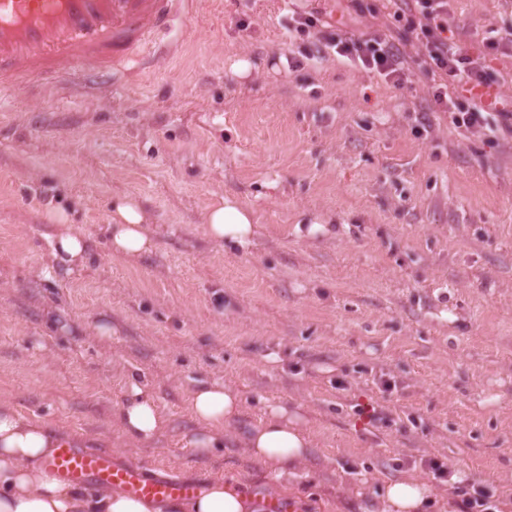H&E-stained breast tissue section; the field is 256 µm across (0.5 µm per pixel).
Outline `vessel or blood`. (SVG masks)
<instances>
[{"label": "vessel or blood", "instance_id": "b4317fda", "mask_svg": "<svg viewBox=\"0 0 512 512\" xmlns=\"http://www.w3.org/2000/svg\"><path fill=\"white\" fill-rule=\"evenodd\" d=\"M170 0H0V90L41 72L72 65L83 84L132 67L145 35L165 30ZM48 466L59 478L118 490L151 502L193 499L198 482L148 473L119 462L111 450L86 452L70 442L55 448Z\"/></svg>", "mask_w": 512, "mask_h": 512}]
</instances>
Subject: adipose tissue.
Masks as SVG:
<instances>
[{"label":"adipose tissue","mask_w":512,"mask_h":512,"mask_svg":"<svg viewBox=\"0 0 512 512\" xmlns=\"http://www.w3.org/2000/svg\"><path fill=\"white\" fill-rule=\"evenodd\" d=\"M60 230L51 241L55 258L72 263L85 259L87 243L81 231L57 211ZM204 226L217 244L250 250L258 235L253 210L232 195L208 207ZM111 256L125 264L138 263L155 247L146 214L130 196L112 204V220L105 227ZM190 409L197 428L189 444L199 455L209 456L224 445V429L242 409L238 393L220 382L204 383L191 394ZM121 437L130 444H146L161 431L164 419L153 399L137 380H130L128 394L112 416ZM60 433L41 421L0 403V512H252V499L238 493L223 479L209 481L197 497L170 506L129 498L123 493L87 490L58 479L47 467L53 450L63 442ZM250 457L276 479L305 480L303 465L313 441L298 410L272 405L265 417L243 439ZM431 489L417 475L387 481L380 489L379 512H423Z\"/></svg>","instance_id":"adipose-tissue-1"}]
</instances>
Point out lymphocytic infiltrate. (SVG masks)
Wrapping results in <instances>:
<instances>
[{"label":"lymphocytic infiltrate","instance_id":"1","mask_svg":"<svg viewBox=\"0 0 512 512\" xmlns=\"http://www.w3.org/2000/svg\"><path fill=\"white\" fill-rule=\"evenodd\" d=\"M394 17L420 43L422 63L431 72L446 76V84L434 93V101L448 113L452 124L466 134L482 136L489 130V106L483 91L496 82L484 55L451 36L448 28V0H388ZM295 32L314 28L317 55L336 54L353 65L377 73L393 86H403L409 71L395 38L379 33L354 35L324 20L320 11L297 14L291 18Z\"/></svg>","mask_w":512,"mask_h":512}]
</instances>
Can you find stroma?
<instances>
[{"mask_svg":"<svg viewBox=\"0 0 512 512\" xmlns=\"http://www.w3.org/2000/svg\"><path fill=\"white\" fill-rule=\"evenodd\" d=\"M315 8L358 35L399 31L383 0H174L193 35H151L114 83L0 91V401L121 462L304 512H379L382 482L426 458L511 500L512 133L494 114L469 139L435 110L440 79L416 67L413 38L399 88L333 54L289 66L306 42L288 21ZM448 11L512 99V54L487 46L512 0ZM227 194L262 229L250 252L204 233ZM125 195L156 240L134 265L112 261L104 232ZM59 208L89 240L83 263L51 253ZM314 223L327 233L308 235ZM132 376L165 420L145 446L112 425ZM213 381L242 411L219 454L179 456L188 400ZM271 404L301 406L314 436L311 477L289 487L241 442Z\"/></svg>","mask_w":512,"mask_h":512,"instance_id":"35a3bbf8","label":"stroma"}]
</instances>
